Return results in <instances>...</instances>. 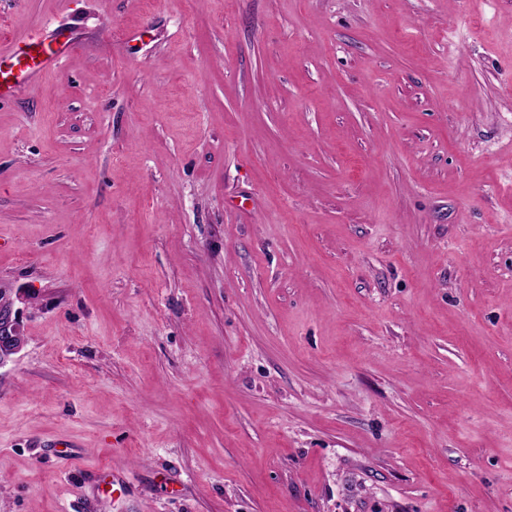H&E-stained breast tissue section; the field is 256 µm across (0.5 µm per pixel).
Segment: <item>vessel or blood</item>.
<instances>
[{
  "label": "vessel or blood",
  "mask_w": 512,
  "mask_h": 512,
  "mask_svg": "<svg viewBox=\"0 0 512 512\" xmlns=\"http://www.w3.org/2000/svg\"><path fill=\"white\" fill-rule=\"evenodd\" d=\"M74 50L73 39L59 29L18 40L9 49H1L0 103L11 99L44 72L59 68Z\"/></svg>",
  "instance_id": "vessel-or-blood-1"
}]
</instances>
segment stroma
<instances>
[{"label":"stroma","instance_id":"stroma-1","mask_svg":"<svg viewBox=\"0 0 512 512\" xmlns=\"http://www.w3.org/2000/svg\"><path fill=\"white\" fill-rule=\"evenodd\" d=\"M57 27L0 512H512V0H0Z\"/></svg>","mask_w":512,"mask_h":512}]
</instances>
